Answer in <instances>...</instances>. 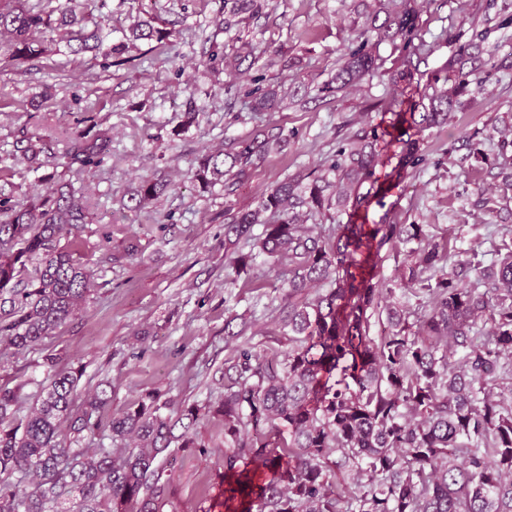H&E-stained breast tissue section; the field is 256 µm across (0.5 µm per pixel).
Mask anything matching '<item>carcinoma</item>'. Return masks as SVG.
<instances>
[{"label": "carcinoma", "mask_w": 512, "mask_h": 512, "mask_svg": "<svg viewBox=\"0 0 512 512\" xmlns=\"http://www.w3.org/2000/svg\"><path fill=\"white\" fill-rule=\"evenodd\" d=\"M376 4L321 92L373 75L376 42L403 44L392 85L425 75L420 67L431 49L411 42L415 15ZM262 9L263 0H235L231 13ZM84 20L74 0H65L57 19L22 0H0V34L19 62L40 58L37 35L59 25L79 26L70 37L76 53L126 49L124 42L103 48L102 28L87 31ZM132 37L161 42L170 34L139 24ZM488 56L496 70L512 72V53L486 50L477 32L442 65L444 85L427 82L409 111L396 114L401 163H423L426 134L465 107L460 96L481 84ZM281 101L271 89L250 109L272 111ZM292 135L279 127L232 139L197 157L193 171L205 190L224 186V241L251 245L235 258V274L260 254L288 265V351L241 350L225 363L221 404L193 403L175 414L148 393L106 420L107 381L77 407L79 366L53 373L22 418L16 391L0 388V477L31 476L28 489L0 480V512H163L177 462L170 449L201 447L195 425L204 413L224 424V512H512V241L486 260L475 250L456 259L426 241L421 224L359 221L371 204L384 207L388 194L376 177L378 143L387 135L378 125L340 141L320 172L285 178L255 206H236L238 184ZM466 145L471 170L498 180L496 195L479 192L480 206L493 212L512 200V170L493 173L474 136ZM110 151L108 133L85 132L72 141L71 159L97 166ZM169 189V181L146 177L130 200L138 208ZM332 209L347 216L335 232L307 223ZM88 218L69 189L24 209L0 194L1 344H38L85 300L92 272L60 241ZM402 247L399 274L388 280L384 263ZM102 432L111 446L77 447Z\"/></svg>", "instance_id": "1"}]
</instances>
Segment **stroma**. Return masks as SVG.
Instances as JSON below:
<instances>
[{
	"instance_id": "obj_1",
	"label": "stroma",
	"mask_w": 512,
	"mask_h": 512,
	"mask_svg": "<svg viewBox=\"0 0 512 512\" xmlns=\"http://www.w3.org/2000/svg\"><path fill=\"white\" fill-rule=\"evenodd\" d=\"M84 3L113 41L138 21L170 37L136 41L112 58L71 53L62 30L46 33V54L30 62L0 50V190L17 207L50 186L82 193L89 222L63 244L96 272L86 302L51 336L25 351L0 347V386L18 390L20 411L29 413L53 355L59 367L84 368L80 392L111 380L112 414L148 393L177 407L215 403L224 394V362L238 350L288 349V300L279 268L266 256H256L249 274L235 276L232 261L249 247L225 246L224 189H201L192 162L228 138L266 126L292 130L289 142L238 187L235 201L243 208L288 175L320 169L339 141L407 110L412 89L396 96L389 88L400 49L380 44L384 74L326 97L319 88L353 26L366 21L370 0H268L265 13L229 28L224 0ZM408 5L419 16V36L434 46L428 74L476 28L487 31V49L512 52V0ZM213 50L225 63L210 62ZM256 88L284 97L294 92L300 102L253 112L247 95ZM467 97L449 125L433 130L425 163L402 175L384 206H370L369 222L386 215L395 224H421L429 239L458 251L488 253L501 244L503 218L474 205L481 179L469 167L466 138L478 134L489 163H499L492 141L512 127V74L487 69ZM190 103L198 117L189 125ZM89 130L112 138L110 155L96 167L66 156L70 137ZM26 136L42 141L38 163L22 152ZM152 175L171 180L172 190L128 208L141 177ZM197 440L198 447L178 453L167 512H224L222 422L202 418Z\"/></svg>"
}]
</instances>
